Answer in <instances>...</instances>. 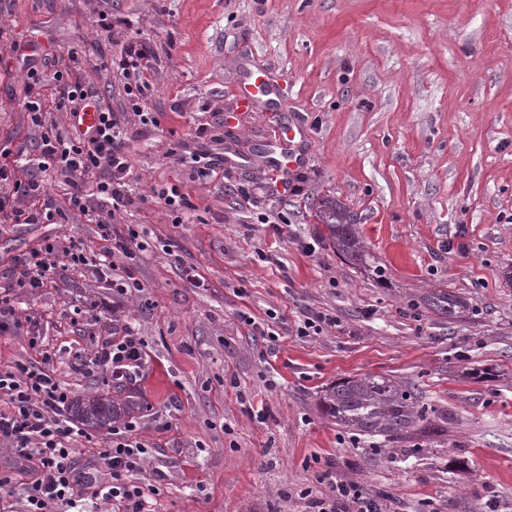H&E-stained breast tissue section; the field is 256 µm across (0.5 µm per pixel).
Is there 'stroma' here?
<instances>
[{"label":"stroma","mask_w":512,"mask_h":512,"mask_svg":"<svg viewBox=\"0 0 512 512\" xmlns=\"http://www.w3.org/2000/svg\"><path fill=\"white\" fill-rule=\"evenodd\" d=\"M135 39L152 48L155 121L129 128L120 221L146 229L131 265L143 289L116 297L110 275L69 268L17 291L26 325L0 337V369L47 356L73 399L134 393L148 512H307L321 474L385 512H512V0H0V151L35 137L26 57L43 62L45 95L66 71L121 112L115 62ZM256 70L271 105L244 112L235 90ZM290 123L295 191L279 197L265 153ZM208 149L244 161L204 178L190 156ZM171 184L193 204L180 224L154 194ZM45 190L63 219L0 226L2 288L41 244L104 246L63 177ZM326 196L356 218L369 269L316 224L309 205ZM437 288L467 311L425 309ZM316 314L337 322L298 335ZM115 324L143 344L129 388L71 368ZM371 373L415 388L447 431L396 442L322 415L326 386Z\"/></svg>","instance_id":"obj_1"}]
</instances>
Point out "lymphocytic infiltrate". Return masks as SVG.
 <instances>
[{"label": "lymphocytic infiltrate", "instance_id": "lymphocytic-infiltrate-1", "mask_svg": "<svg viewBox=\"0 0 512 512\" xmlns=\"http://www.w3.org/2000/svg\"><path fill=\"white\" fill-rule=\"evenodd\" d=\"M150 49L134 42L119 62L128 103L126 111L116 112L99 104L81 83H65L55 108L78 116L86 108H95V125L62 135L45 128L44 101L35 98L26 105L34 127L39 128L38 155L26 162L23 171L11 164H0V181H12L11 198L0 197V219L18 224H51L58 214L45 196L42 173L55 171L67 178L72 209L89 216L104 241L107 253L85 249L72 241L61 247L54 243L30 251L14 264L13 285L17 288H41L54 281L58 257L69 266L87 269L107 267L109 255L123 254L135 259L134 247L140 237L136 228L121 231L116 216L125 207L127 179L131 170L124 127L132 120L151 122L140 102L149 84L145 73L150 67ZM142 365V347L130 336H107L98 342L93 357H77L74 371L88 375L108 371L115 383L135 381ZM71 393L62 387L50 369L21 365L13 372H0V442H7L13 454L10 471L0 473V498L12 495L23 486L25 512H71L87 496L111 502L123 512H144L145 485L139 475L150 453L137 440L135 421H126L114 429L107 447L92 456L95 474L83 471L75 458L74 443L86 432L69 418ZM316 512H384L382 505L367 497L359 486L344 479L326 484L323 497L314 500Z\"/></svg>", "mask_w": 512, "mask_h": 512}]
</instances>
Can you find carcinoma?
<instances>
[{
    "mask_svg": "<svg viewBox=\"0 0 512 512\" xmlns=\"http://www.w3.org/2000/svg\"><path fill=\"white\" fill-rule=\"evenodd\" d=\"M317 223L323 225L326 237L336 252L349 264L364 266L369 254L356 231L352 216L333 198H323L313 209ZM423 305L450 319L456 317L463 301L455 294L440 289L424 297ZM133 401L116 404L107 398L92 397L82 401L76 416L92 429H101L122 413L129 412ZM321 413L336 425L358 434L381 435L404 440L421 432L436 434L445 431L448 418L440 423L427 422L425 409L416 392L401 382L384 375L342 378L325 387L320 395Z\"/></svg>",
    "mask_w": 512,
    "mask_h": 512,
    "instance_id": "carcinoma-1",
    "label": "carcinoma"
}]
</instances>
